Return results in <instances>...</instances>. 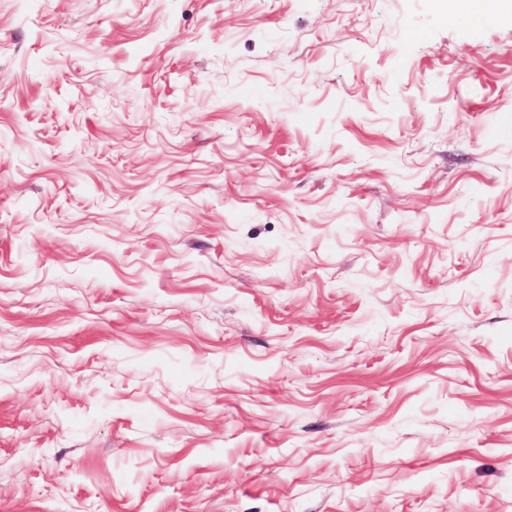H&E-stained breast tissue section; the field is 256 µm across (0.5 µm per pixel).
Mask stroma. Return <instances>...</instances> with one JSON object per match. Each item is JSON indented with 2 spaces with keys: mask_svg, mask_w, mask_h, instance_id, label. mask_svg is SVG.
Here are the masks:
<instances>
[{
  "mask_svg": "<svg viewBox=\"0 0 512 512\" xmlns=\"http://www.w3.org/2000/svg\"><path fill=\"white\" fill-rule=\"evenodd\" d=\"M0 512H512L495 0H0Z\"/></svg>",
  "mask_w": 512,
  "mask_h": 512,
  "instance_id": "1",
  "label": "stroma"
}]
</instances>
